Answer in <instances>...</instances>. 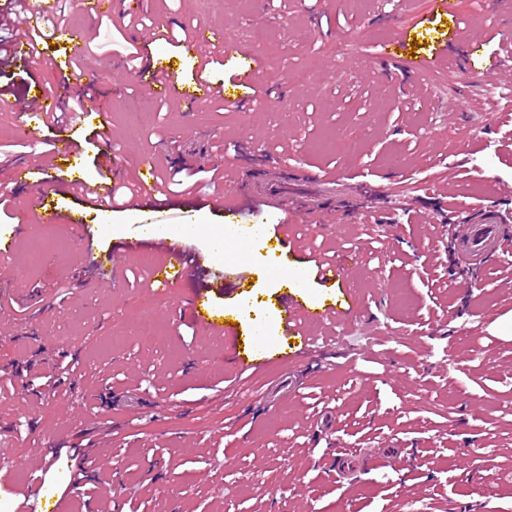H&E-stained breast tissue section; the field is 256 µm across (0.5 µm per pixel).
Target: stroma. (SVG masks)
I'll return each instance as SVG.
<instances>
[{
	"label": "stroma",
	"mask_w": 512,
	"mask_h": 512,
	"mask_svg": "<svg viewBox=\"0 0 512 512\" xmlns=\"http://www.w3.org/2000/svg\"><path fill=\"white\" fill-rule=\"evenodd\" d=\"M151 0L134 14L90 19L76 7L60 28L40 18L33 36L46 59L87 40L79 66L58 75L0 66L9 110L0 111V232L18 252L0 264V512H41L27 487L55 474L44 493L59 512H85L83 489L105 481L102 512H512V264L490 262L479 291L448 285L453 229L445 185L464 210L488 202L483 180L502 189L496 205L512 216V95L468 77L465 37L486 56L512 43L505 0ZM176 39L150 45L156 20ZM224 39L207 77L246 96L250 116L230 106L200 110L178 97H154L147 82L156 52L183 83L196 62L180 41L199 28ZM278 36L291 69L316 66L297 86L283 79L259 34ZM140 59L127 67V49ZM261 62L251 89L234 87L244 57ZM40 82L59 102L81 100V122L19 135L26 90ZM108 99L112 138L92 135L97 103ZM284 99L281 115L259 111ZM475 109L460 112V99ZM81 145L76 175L111 188L132 184L151 159L181 222L191 198L173 179L183 169L240 165L290 179L323 171L319 198L335 224L320 230L296 213L252 199L261 221L291 225L308 253L338 262L333 285L297 273L300 257L254 239L242 291L214 303L239 334L265 325L268 349L281 345L269 307L287 288L316 302L354 287V315L312 325L323 348L288 374L268 366L241 372L228 341L183 312L181 298H148L143 257L118 253L120 240L146 234L142 215L111 217L83 207L73 191L59 200L86 226L39 223L37 190L62 182L51 155L56 139ZM110 152L111 169L99 163ZM27 163L38 186L11 183ZM114 254L119 283L98 280L95 262ZM150 305L157 338L145 344L116 319Z\"/></svg>",
	"instance_id": "obj_1"
}]
</instances>
